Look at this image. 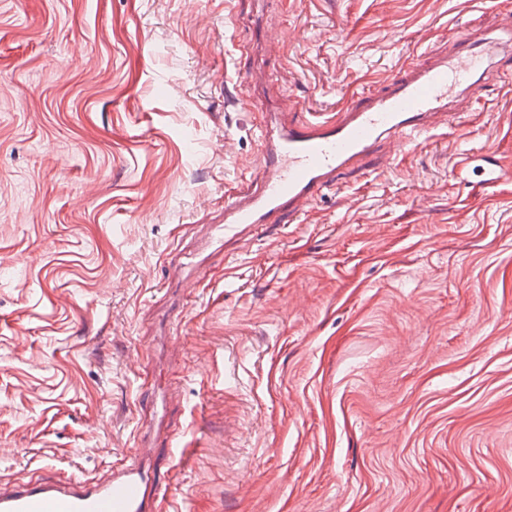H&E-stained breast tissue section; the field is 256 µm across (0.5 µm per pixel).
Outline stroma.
<instances>
[{
	"mask_svg": "<svg viewBox=\"0 0 512 512\" xmlns=\"http://www.w3.org/2000/svg\"><path fill=\"white\" fill-rule=\"evenodd\" d=\"M512 0H0V477L95 475L141 374L177 398L182 512H512V89L210 260L165 321L161 253L245 189L267 102L232 38L280 43L288 107L333 112ZM483 162L484 165H476L481 170L484 178L482 182L485 187H496L505 181H511V169H505L499 159L490 152L477 155L472 152H462L457 154L452 160V173L457 178H462L475 162Z\"/></svg>",
	"mask_w": 512,
	"mask_h": 512,
	"instance_id": "1",
	"label": "stroma"
}]
</instances>
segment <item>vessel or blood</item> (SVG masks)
Wrapping results in <instances>:
<instances>
[{"instance_id":"obj_1","label":"vessel or blood","mask_w":512,"mask_h":512,"mask_svg":"<svg viewBox=\"0 0 512 512\" xmlns=\"http://www.w3.org/2000/svg\"><path fill=\"white\" fill-rule=\"evenodd\" d=\"M512 58V19L495 31L456 27L427 60L403 66L380 86L353 95L338 112L316 115L271 107L259 113L252 134L259 145L256 164L247 168L246 190L224 193L220 223L183 226L203 247L226 249L250 241L266 224L297 222L323 191L339 188L366 162L391 165L398 153L417 148L446 129L452 117L477 100L491 81L512 82L504 63ZM479 164L483 184L512 179L491 153L457 154L452 172L463 177ZM169 284L208 280V269L190 265L185 251L166 255ZM174 423L157 427L145 416L130 455L103 473L78 476L43 462L23 475L0 479V512H174L160 482L158 436L174 440Z\"/></svg>"}]
</instances>
